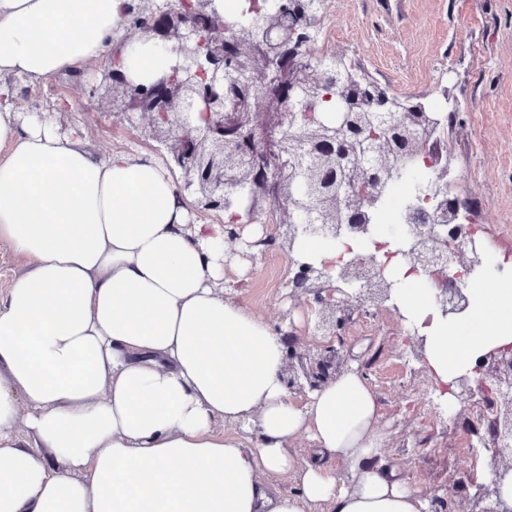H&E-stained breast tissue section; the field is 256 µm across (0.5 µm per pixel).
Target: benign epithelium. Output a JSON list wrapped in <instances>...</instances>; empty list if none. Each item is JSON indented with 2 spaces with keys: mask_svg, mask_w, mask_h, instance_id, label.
<instances>
[{
  "mask_svg": "<svg viewBox=\"0 0 512 512\" xmlns=\"http://www.w3.org/2000/svg\"><path fill=\"white\" fill-rule=\"evenodd\" d=\"M146 30L156 46L173 56L178 71L163 72L151 84H136L119 68L108 65L101 82L123 96L122 112L141 139L163 143V160L181 174V195L193 199L198 212L224 209V192L245 187L250 199L290 202L280 220L278 247L288 253V286L297 300L315 313V332L339 343L322 345L318 358L305 363L298 352L301 338L287 333L289 390L320 388L341 372L349 353L341 331L351 309L396 304L400 282L384 275L375 256L351 259L332 269L301 262L293 245L301 235L327 240L373 237L370 216L397 173L408 165L437 174L432 189L450 164L447 147L436 139L423 112L397 96L372 97L352 82L336 59L310 52V27L284 25L277 14L262 22L260 34L236 21L211 14L212 0H138ZM336 96V124L315 117L322 94ZM267 104L260 121L253 120L259 101ZM456 203L444 198L436 209L409 207L405 222L391 229L409 241L398 254L411 272L425 277L436 290L438 314L446 319L464 314L469 298L463 288L448 287L461 267L485 269L487 251L476 239L474 225L458 224ZM353 288L354 303L339 305L330 282ZM456 399L494 392L490 426L488 479L475 483V497L484 512H512L499 484L512 475V346L480 356L473 375L454 381Z\"/></svg>",
  "mask_w": 512,
  "mask_h": 512,
  "instance_id": "1",
  "label": "benign epithelium"
}]
</instances>
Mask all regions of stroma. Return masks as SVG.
Segmentation results:
<instances>
[{"label": "stroma", "mask_w": 512, "mask_h": 512, "mask_svg": "<svg viewBox=\"0 0 512 512\" xmlns=\"http://www.w3.org/2000/svg\"><path fill=\"white\" fill-rule=\"evenodd\" d=\"M333 14L339 36L332 52L357 56L369 76L394 80L400 94L437 99L446 88L457 96L451 163L467 175L463 190L474 203L479 236L491 255L512 261V0H333ZM103 67L99 60L29 84L19 111L44 112L64 133L81 129L101 154L153 153L154 141L138 139L117 114L111 88L100 83ZM240 261L245 269L231 281L232 294L317 354L312 314L284 283L286 254L258 250ZM356 317L366 328L347 336L346 365L376 396L383 462L419 496L449 504L451 512H480L458 493V480L485 467L489 454L476 452L464 423L447 420L442 387L414 357L408 323L386 309Z\"/></svg>", "instance_id": "obj_1"}]
</instances>
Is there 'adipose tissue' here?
Returning a JSON list of instances; mask_svg holds the SVG:
<instances>
[{"instance_id":"ef3b65f1","label":"adipose tissue","mask_w":512,"mask_h":512,"mask_svg":"<svg viewBox=\"0 0 512 512\" xmlns=\"http://www.w3.org/2000/svg\"><path fill=\"white\" fill-rule=\"evenodd\" d=\"M128 3L0 0V77L107 57ZM0 246L23 265L0 297V512H428L377 461L360 372L289 396L283 332L227 296L223 225L193 222L155 156H101L78 131L1 112ZM374 250L309 238L294 255ZM386 272L442 382L512 344L511 280L470 282L468 310L445 320L421 276L397 258ZM302 436L318 462L296 456Z\"/></svg>"}]
</instances>
